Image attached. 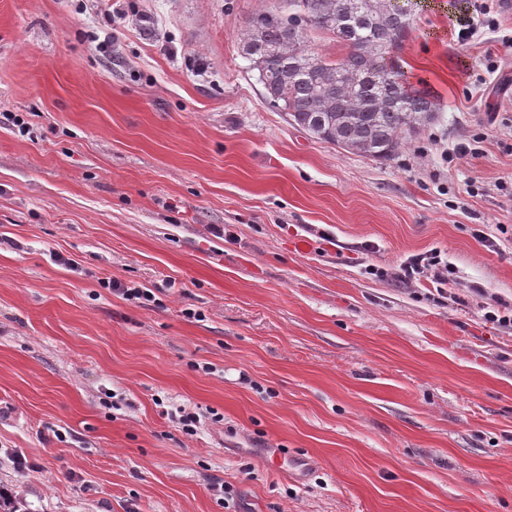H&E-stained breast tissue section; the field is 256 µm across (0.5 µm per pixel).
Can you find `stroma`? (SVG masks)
I'll list each match as a JSON object with an SVG mask.
<instances>
[{
	"label": "stroma",
	"mask_w": 512,
	"mask_h": 512,
	"mask_svg": "<svg viewBox=\"0 0 512 512\" xmlns=\"http://www.w3.org/2000/svg\"><path fill=\"white\" fill-rule=\"evenodd\" d=\"M469 3L413 0L436 116L380 162L265 98L239 42L272 0H0L1 490L512 512V0L463 43ZM431 253L441 295L400 276ZM106 280L107 281L103 282L104 285L106 286V284H107L108 288L114 287L115 290L118 291L124 297L125 300H129V301L136 300V301H138L139 304H144V305H150L148 303L156 302L155 294L151 288H148L144 285L128 287V286H123L121 283H119V284L113 283L112 284V279H109V278H107Z\"/></svg>",
	"instance_id": "35a3bbf8"
}]
</instances>
